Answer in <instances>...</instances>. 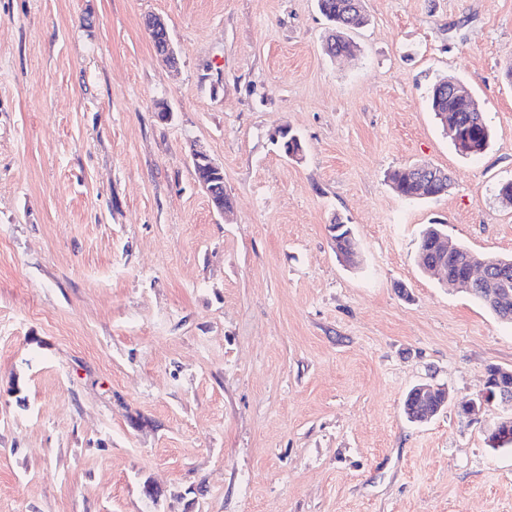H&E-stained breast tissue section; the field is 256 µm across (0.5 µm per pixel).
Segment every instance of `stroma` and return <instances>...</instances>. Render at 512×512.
Listing matches in <instances>:
<instances>
[{
	"label": "stroma",
	"instance_id": "35a3bbf8",
	"mask_svg": "<svg viewBox=\"0 0 512 512\" xmlns=\"http://www.w3.org/2000/svg\"><path fill=\"white\" fill-rule=\"evenodd\" d=\"M365 10L331 59L315 0H0V512H512V452L486 442L512 407L460 414L512 368V325L414 262L434 222L512 257V0ZM442 77L483 153L430 112ZM411 164L448 193L398 196ZM418 383L450 395L423 424ZM446 78L437 80L429 91V106L439 122L445 126L447 121L459 126L460 133L472 139L479 153L464 154L459 151L457 144L461 150H465L470 144L469 141L456 135L454 146L456 151L463 156H471L482 153L490 144L492 132L487 125L483 112L479 107L477 100L473 95L466 91H459L456 95H451L446 90L448 84L444 82ZM457 143V144H456ZM333 234V240L335 244L336 254L338 256L344 255H355V236L352 228L349 224H333L331 227ZM350 258V257H347ZM423 383L413 386L406 394L403 402V412L406 419L411 423H417L414 419L420 410L426 409L429 411H436L437 407L444 403L442 410L448 405V393L444 390H436L442 387L423 386L424 391L435 393L431 396L430 400L426 401V394L422 392L421 385Z\"/></svg>",
	"mask_w": 512,
	"mask_h": 512
}]
</instances>
